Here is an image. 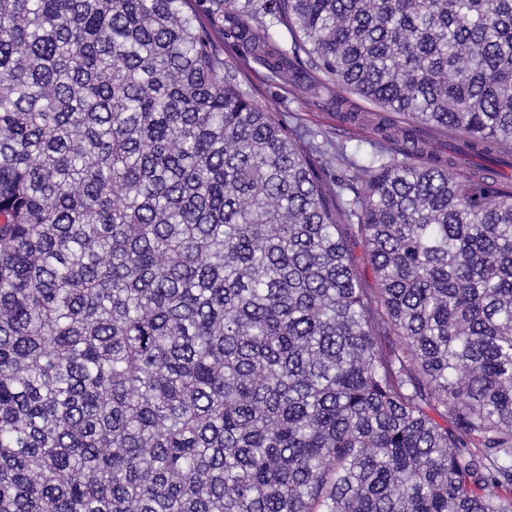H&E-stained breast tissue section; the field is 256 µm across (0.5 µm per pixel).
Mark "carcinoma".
<instances>
[{"label":"carcinoma","instance_id":"carcinoma-1","mask_svg":"<svg viewBox=\"0 0 512 512\" xmlns=\"http://www.w3.org/2000/svg\"><path fill=\"white\" fill-rule=\"evenodd\" d=\"M0 512H512V0H0ZM252 83L257 90L258 99L267 112H279L287 121L295 124L307 125L313 129L323 128L332 132L333 140L347 145V153L358 163L367 161L371 147L365 143L372 138L369 129L350 130L336 115V112L319 110L310 107L301 99L286 95L276 89L271 82L263 78L251 76ZM359 147V148H357Z\"/></svg>","mask_w":512,"mask_h":512}]
</instances>
